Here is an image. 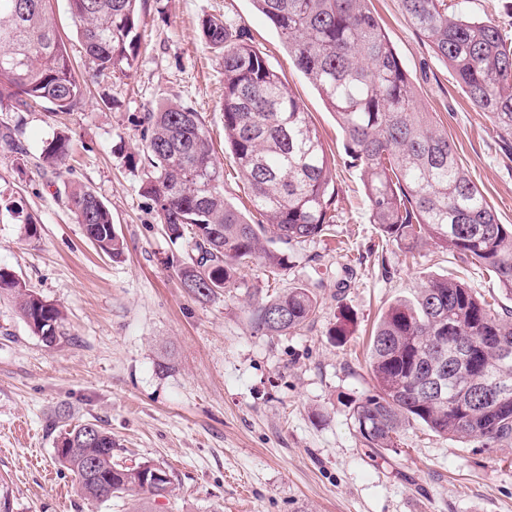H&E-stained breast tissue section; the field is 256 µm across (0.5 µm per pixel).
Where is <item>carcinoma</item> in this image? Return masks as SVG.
<instances>
[{
    "label": "carcinoma",
    "instance_id": "1",
    "mask_svg": "<svg viewBox=\"0 0 512 512\" xmlns=\"http://www.w3.org/2000/svg\"><path fill=\"white\" fill-rule=\"evenodd\" d=\"M142 0H67L76 38L88 57V76L127 74L137 60L134 31ZM274 27L288 55L336 116L349 164L362 170L370 223L388 242L411 254L428 241L471 258L512 296V224H502L484 192L459 163L448 131L416 94L410 77L370 7L371 0H251ZM413 28L445 62L470 102L512 137V47L498 26L447 0H399ZM58 0H0V112H26L47 102L69 112L81 104L67 43L54 16ZM203 37L224 71V141L259 216L255 223L224 197L225 170L198 113L169 102L143 114L138 162L140 190L155 205L169 238L186 243L177 269L197 300L212 301L237 286L254 264L277 276L288 270V245L331 235L338 192L336 157L289 91L281 74L229 18L202 19ZM70 139L54 136L44 163L66 166ZM69 209L85 237L109 257L124 243L112 213L91 189L74 184ZM13 293L32 333L52 345L63 339L62 311L0 267V291ZM316 298L305 288L256 297L254 327L282 335L306 326ZM445 328L473 345L463 362L434 338ZM512 310L499 312L465 283L431 277L414 300H398L380 316L370 337L373 388L354 402L351 417L364 445L396 451L401 434L419 423L451 440L484 445L512 440V392L491 402L480 390L501 380L512 386ZM441 372L446 401L415 388ZM112 432L95 422L63 424L57 462L75 475L76 491L90 503L142 496L141 509L168 498L150 460L134 466L114 458Z\"/></svg>",
    "mask_w": 512,
    "mask_h": 512
}]
</instances>
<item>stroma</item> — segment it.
I'll return each mask as SVG.
<instances>
[{"label":"stroma","mask_w":512,"mask_h":512,"mask_svg":"<svg viewBox=\"0 0 512 512\" xmlns=\"http://www.w3.org/2000/svg\"><path fill=\"white\" fill-rule=\"evenodd\" d=\"M492 20L512 41V0H448ZM416 93L455 142L461 163L512 224V138L504 139L464 96L455 76L411 27L398 0H372ZM232 17L284 76L338 155L336 234L289 246V266L268 284L254 265L237 288L201 302L176 274L172 242L148 197L138 162L141 118L159 100L198 112L225 170L219 99L224 72L200 20ZM139 56L128 74L90 79L79 108L47 103L0 112L19 148L0 149V266L64 311V342L34 336L14 300L0 294V481L13 512H134L137 497L90 503L54 457L59 410L70 423L98 421L123 461L171 468L176 488L154 512H512V441L481 445L408 428L397 451L362 445L351 419L373 385L370 333L387 307L413 298L432 276L463 280L497 309L512 310L484 265L433 243L415 259L371 224L359 168L341 162L334 114L297 69L250 0H145ZM62 133L75 151L63 172L43 164L45 139ZM92 188L125 244L99 253L65 205L70 185ZM33 219L37 236L26 235ZM308 289L317 309L304 328L269 336L251 321V297L267 287ZM354 319L337 340L342 313Z\"/></svg>","instance_id":"obj_1"}]
</instances>
